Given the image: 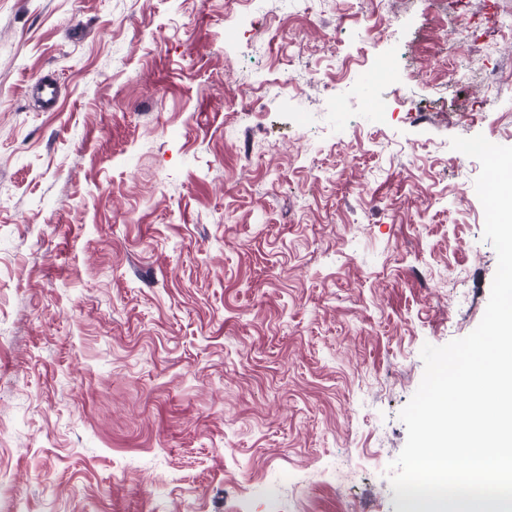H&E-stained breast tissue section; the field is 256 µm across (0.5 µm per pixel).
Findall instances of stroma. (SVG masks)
<instances>
[{
	"label": "stroma",
	"mask_w": 512,
	"mask_h": 512,
	"mask_svg": "<svg viewBox=\"0 0 512 512\" xmlns=\"http://www.w3.org/2000/svg\"><path fill=\"white\" fill-rule=\"evenodd\" d=\"M505 14L0 0V512H399L421 349L497 269L450 140L512 146L453 73L512 69Z\"/></svg>",
	"instance_id": "obj_1"
}]
</instances>
